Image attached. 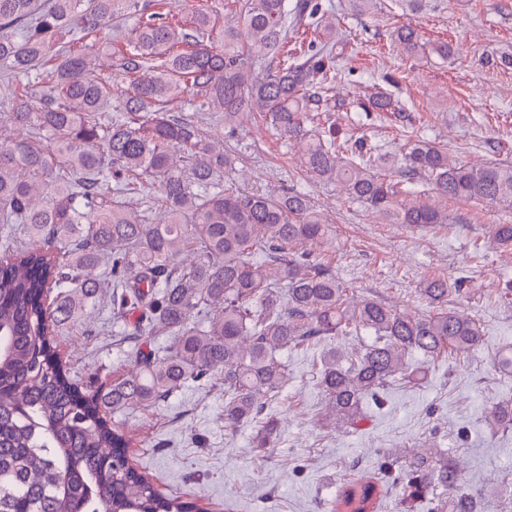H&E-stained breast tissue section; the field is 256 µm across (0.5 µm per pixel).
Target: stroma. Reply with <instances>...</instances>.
<instances>
[{
	"instance_id": "obj_1",
	"label": "stroma",
	"mask_w": 512,
	"mask_h": 512,
	"mask_svg": "<svg viewBox=\"0 0 512 512\" xmlns=\"http://www.w3.org/2000/svg\"><path fill=\"white\" fill-rule=\"evenodd\" d=\"M321 2L336 14L343 64L333 95L345 105L330 114L338 137L363 136L396 152L419 132L445 145L450 160L512 165V0H424L414 16L398 0H376L364 15L345 0ZM409 21L422 42L451 45L449 59L400 51L391 33ZM380 92L395 100V109L364 111ZM224 145L239 154L235 187L293 184L309 195L336 236L324 260L354 294L424 312V282L447 279L455 288L449 307L483 325V342L432 362L413 354L423 370L419 380L390 385L383 406L369 407L355 430L326 418L319 368L329 343L293 348L285 355L288 382L270 399L280 438L265 449L252 445L255 424L225 427L221 379L188 384L156 408L114 415L131 464L160 492L197 502L205 512H331L354 468L385 483L374 512H398V472L384 468L387 451L441 452L460 463L482 512H512V430L484 424L487 408L512 399V372L495 363L502 348L512 347V250L488 234L489 225L512 224V206L461 201L449 205L446 224H388L307 174L296 148L283 147L265 118L225 137ZM120 329L109 294H102L62 349L81 387L103 386L136 353L169 341L165 335L133 340Z\"/></svg>"
}]
</instances>
